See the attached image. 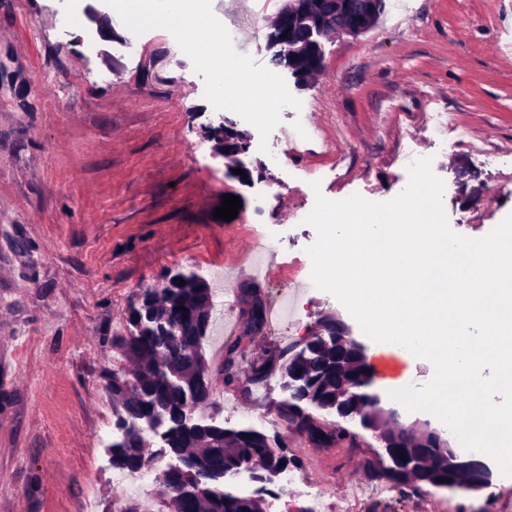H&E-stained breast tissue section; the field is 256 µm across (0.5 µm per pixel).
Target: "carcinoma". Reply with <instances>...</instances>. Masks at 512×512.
<instances>
[{
	"label": "carcinoma",
	"instance_id": "1",
	"mask_svg": "<svg viewBox=\"0 0 512 512\" xmlns=\"http://www.w3.org/2000/svg\"><path fill=\"white\" fill-rule=\"evenodd\" d=\"M295 48L296 52L288 55V70L296 83L303 84L323 65L308 45L298 41ZM196 278L195 272L188 271L181 276L182 284L144 289L129 313L131 329L129 335L122 337V348L134 360L135 368L112 373V395L118 397L120 404L115 413L118 423L125 427V433L112 442V468L129 473L149 468L162 450L150 452L145 448L142 425L161 417L169 432L171 449L183 455L188 469L185 479L166 481L171 512H263L260 502L224 489V484L215 481V473L234 469L264 479L272 470L283 472L296 466V461L286 448L265 447L267 434L262 431L252 427L214 429L206 419L195 416L198 409L209 405L212 383L204 351L210 324L194 322L193 311L205 309L215 297L212 288L197 287ZM250 306L255 310L251 320L224 345L226 385L237 377L238 361L245 357L243 339L253 336L265 323L263 302L255 297ZM299 350L300 344L292 342L278 350L274 362L252 366L253 383L264 382L275 368L288 369ZM340 359L336 349L315 346L299 366L305 381L299 383L298 399L279 406L280 418L299 433L329 446L351 444L354 434L341 427L325 429L317 424L316 417L304 414L302 408L310 399L334 406L336 391L344 380L356 388L361 386L365 371L360 360L352 359L340 369ZM160 365L179 375L182 383L170 385L162 381L156 372ZM423 461L425 483L448 485V450L427 452Z\"/></svg>",
	"mask_w": 512,
	"mask_h": 512
}]
</instances>
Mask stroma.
<instances>
[{"instance_id": "1", "label": "stroma", "mask_w": 512, "mask_h": 512, "mask_svg": "<svg viewBox=\"0 0 512 512\" xmlns=\"http://www.w3.org/2000/svg\"><path fill=\"white\" fill-rule=\"evenodd\" d=\"M281 4L210 2L239 26L225 54L275 79L282 125L313 131L285 145L267 130L272 149L249 152L244 183L204 138L216 117L209 69L164 28L134 29L112 5L110 28L90 38L66 23L62 0H0V512L138 508L112 481L108 383L130 365L120 338L136 293L181 268L226 291V317L204 342L213 396L201 415L279 436L298 461L299 480L283 492L235 480L242 494L262 496L267 512H330L359 489V512H512L498 464L481 494L426 486L403 496L366 472L371 431L353 423L354 446L313 444L277 418L279 372L242 383L319 318L350 317L304 285L316 232L296 217L314 191L389 200L408 164L428 157L454 232L478 239L512 214V53L498 50L512 0H386L369 31L326 44L323 74L303 87L267 47ZM130 37L137 53L121 49ZM437 112L469 139L434 138ZM227 194L244 203L230 221L213 215ZM260 239L279 249L265 280L252 269ZM255 297L265 325L245 345L238 383L224 384V343Z\"/></svg>"}]
</instances>
